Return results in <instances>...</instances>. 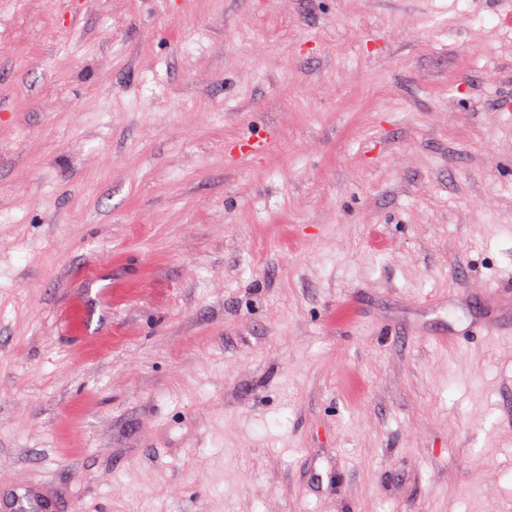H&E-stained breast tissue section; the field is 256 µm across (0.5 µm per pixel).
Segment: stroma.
<instances>
[{
    "label": "stroma",
    "instance_id": "1",
    "mask_svg": "<svg viewBox=\"0 0 512 512\" xmlns=\"http://www.w3.org/2000/svg\"><path fill=\"white\" fill-rule=\"evenodd\" d=\"M72 2L0 0V512H512L506 5Z\"/></svg>",
    "mask_w": 512,
    "mask_h": 512
}]
</instances>
